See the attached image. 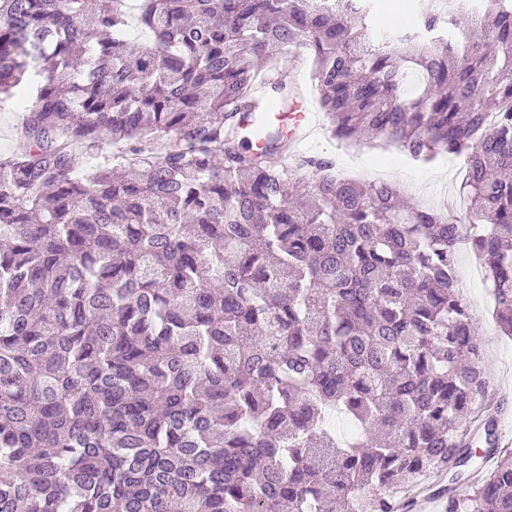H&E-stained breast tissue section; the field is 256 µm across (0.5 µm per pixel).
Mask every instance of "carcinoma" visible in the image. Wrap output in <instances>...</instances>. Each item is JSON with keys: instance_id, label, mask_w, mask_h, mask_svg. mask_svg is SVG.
I'll return each instance as SVG.
<instances>
[{"instance_id": "1", "label": "carcinoma", "mask_w": 512, "mask_h": 512, "mask_svg": "<svg viewBox=\"0 0 512 512\" xmlns=\"http://www.w3.org/2000/svg\"><path fill=\"white\" fill-rule=\"evenodd\" d=\"M0 0V512H512V450L467 420L489 382L455 270L462 234L512 337V0ZM462 16L470 27L458 26ZM312 59L338 140L464 160L467 224L328 161L296 186L241 124ZM340 413L351 435L329 423ZM369 19V27L376 30L414 29L420 22L416 10V0H376ZM392 4L400 9L391 10ZM399 15L395 18V15ZM22 110L18 105H7L0 110V160L25 150L26 142L19 138L16 130Z\"/></svg>"}]
</instances>
